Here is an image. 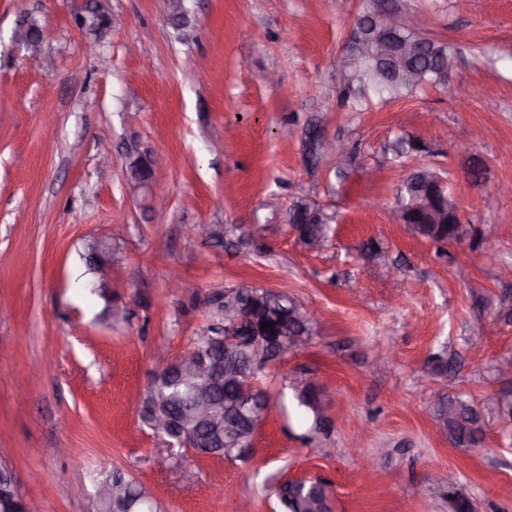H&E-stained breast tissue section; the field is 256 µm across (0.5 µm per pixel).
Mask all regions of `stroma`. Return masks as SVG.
Here are the masks:
<instances>
[{
  "instance_id": "obj_1",
  "label": "stroma",
  "mask_w": 512,
  "mask_h": 512,
  "mask_svg": "<svg viewBox=\"0 0 512 512\" xmlns=\"http://www.w3.org/2000/svg\"><path fill=\"white\" fill-rule=\"evenodd\" d=\"M182 42L152 0H111L102 40L78 28L88 0H0V462L41 512H91L93 473L121 470L163 512H279L289 478L329 484L332 512H450L434 480L452 470L479 512H512V425L486 400L512 388V0H398L451 44V89L362 112L337 104L336 57L361 0H185ZM43 30L57 71L32 68L12 34L21 12ZM343 140L341 174L307 168V125ZM424 150L394 163L396 135ZM112 174L97 173L98 145ZM155 165L132 189L130 156ZM478 157L485 181L464 186ZM428 167L458 187L467 236L439 245L388 221L396 189ZM165 196L163 218L150 209ZM312 199L336 221L321 250L288 226ZM220 224L224 244L191 232ZM112 240L110 299L90 293L88 243ZM493 250L497 266L483 264ZM183 287L167 289L170 275ZM285 292L315 324L304 347L267 365L269 411L243 459L169 447L132 408L153 375L210 323L224 287ZM124 310L100 320L107 302ZM391 344L390 367L376 363ZM447 373H429L434 354ZM326 392L325 432L297 405L294 379ZM465 397L475 443L452 444L435 393ZM377 458L379 481L363 469ZM193 471L194 482L183 479Z\"/></svg>"
}]
</instances>
